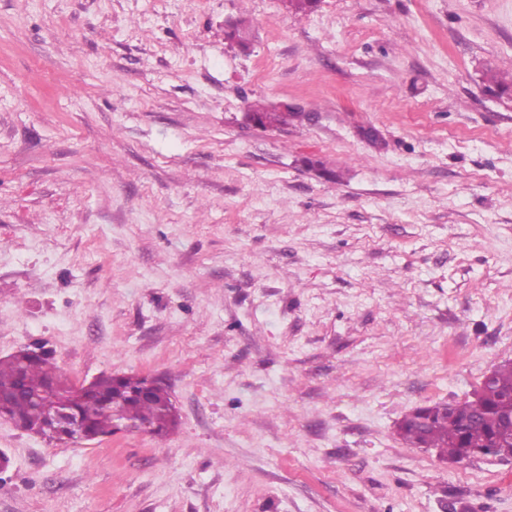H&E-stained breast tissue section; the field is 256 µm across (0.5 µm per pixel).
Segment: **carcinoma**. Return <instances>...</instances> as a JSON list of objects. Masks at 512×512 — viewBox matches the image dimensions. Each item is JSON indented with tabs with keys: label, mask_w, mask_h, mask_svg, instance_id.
Segmentation results:
<instances>
[{
	"label": "carcinoma",
	"mask_w": 512,
	"mask_h": 512,
	"mask_svg": "<svg viewBox=\"0 0 512 512\" xmlns=\"http://www.w3.org/2000/svg\"><path fill=\"white\" fill-rule=\"evenodd\" d=\"M264 127H285L309 114L292 107L249 105ZM512 394V362L498 366L473 397L463 402L418 407L404 417L399 435L410 448H435L439 457L460 461L472 452L487 450L512 458V438L502 432L499 400ZM68 404L80 419L76 431L53 426L57 406ZM146 423L157 436L176 422V410L166 390L146 387L139 376H99L90 387L70 384L46 351L21 349L0 359V419L50 440L86 439L112 434L118 419Z\"/></svg>",
	"instance_id": "carcinoma-1"
}]
</instances>
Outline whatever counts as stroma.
<instances>
[{
    "label": "stroma",
    "instance_id": "stroma-1",
    "mask_svg": "<svg viewBox=\"0 0 512 512\" xmlns=\"http://www.w3.org/2000/svg\"><path fill=\"white\" fill-rule=\"evenodd\" d=\"M509 68L512 0H0V358L178 414L0 422V512H512V459L398 434L512 361ZM248 111L259 117L264 128L285 127L288 126L294 119H301L303 117L309 119V114L306 112L298 111V109L295 107L287 109L286 111L277 112L276 106H267L261 103H251L249 105Z\"/></svg>",
    "mask_w": 512,
    "mask_h": 512
}]
</instances>
